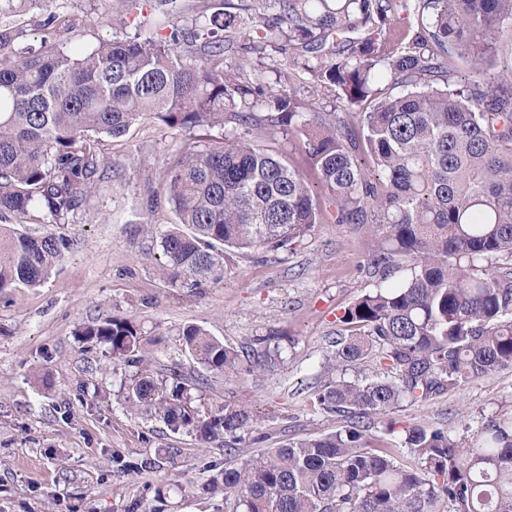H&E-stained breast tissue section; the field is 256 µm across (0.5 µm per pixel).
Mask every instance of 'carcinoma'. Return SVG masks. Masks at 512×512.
I'll use <instances>...</instances> for the list:
<instances>
[{
    "mask_svg": "<svg viewBox=\"0 0 512 512\" xmlns=\"http://www.w3.org/2000/svg\"><path fill=\"white\" fill-rule=\"evenodd\" d=\"M32 2L0 0V297L47 282L70 247L49 226L88 207L119 173L104 140L146 119L209 132L164 161L161 196L149 159L130 158L149 186L139 223H154L162 201L173 215L160 236L172 286L222 277L229 251L293 248L325 217L277 145L279 134L295 138L336 223L371 225L367 272L387 282L406 262L408 274L339 317L348 334L336 340L317 403L341 416V428L226 467L214 489L245 512H512V415L471 437L407 426L402 458L365 443L373 417L512 369V266H492L512 263V57L498 53L512 42V0H413L428 21L411 32L397 25L407 0H213L189 26L178 24L177 0H115L123 28L146 6L161 12L155 31L89 50L72 20L70 46L25 44ZM165 28L166 41L157 34ZM269 50L302 61L334 111L313 112L296 91L269 92L227 64ZM454 56L473 75L452 89ZM385 79L407 92H382ZM354 105L358 134L336 121ZM12 218L48 228L1 225ZM79 335L136 368L126 385L132 411L150 409L206 443L222 439L230 453L257 420L243 401L201 418L195 383L181 373L170 384L155 378L126 318L91 322ZM270 341L250 360L197 326L182 329L189 355L226 377L265 367L279 349ZM365 358L369 376H341Z\"/></svg>",
    "mask_w": 512,
    "mask_h": 512,
    "instance_id": "1",
    "label": "carcinoma"
}]
</instances>
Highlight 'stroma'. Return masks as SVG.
<instances>
[{
    "instance_id": "obj_1",
    "label": "stroma",
    "mask_w": 512,
    "mask_h": 512,
    "mask_svg": "<svg viewBox=\"0 0 512 512\" xmlns=\"http://www.w3.org/2000/svg\"><path fill=\"white\" fill-rule=\"evenodd\" d=\"M52 12L82 17L83 47L113 34L107 0H35L28 44L40 47L47 37L66 42V32L42 26ZM245 70L261 73L269 87L288 73L315 109L332 107L312 92L307 73L288 54H249ZM200 138L147 120L125 138L106 140L105 149L122 163L137 148L162 159ZM144 209L141 180H108L87 211L55 225L73 244L49 282L0 300V512H233L212 489L225 465L341 425L315 393L327 377L324 365L343 329L344 309L380 286L364 268L374 245L370 227L329 218L295 249L232 254L221 279L175 288L160 273L158 234L169 216L156 213L149 233L139 223ZM93 211L106 214V222L92 221ZM112 317L135 323L159 375L182 370L199 379L193 397L202 415L241 400L253 406L258 420L236 455L225 456L221 442L171 431L153 412L129 410L131 368L114 363L107 345L77 334L82 324ZM190 324L247 354L260 350V338L275 336L280 353L264 369L216 375L184 351L179 333ZM501 414L512 415V369L372 420L368 440L375 447L399 444V429L413 424L476 431ZM391 421L397 433H388ZM164 448L179 454L167 459ZM146 458L155 466L142 467Z\"/></svg>"
}]
</instances>
